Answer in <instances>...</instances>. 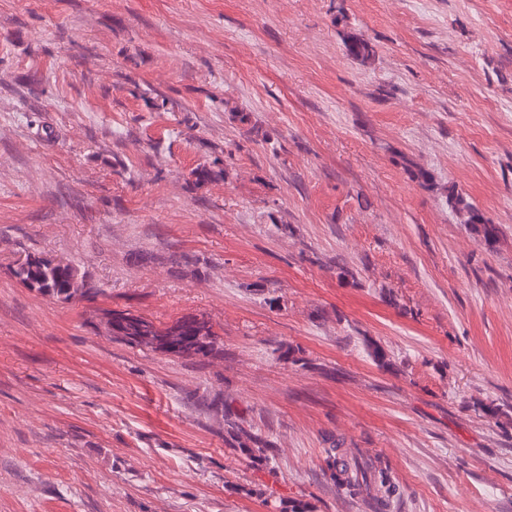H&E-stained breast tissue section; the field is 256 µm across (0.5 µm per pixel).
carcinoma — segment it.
Wrapping results in <instances>:
<instances>
[{"label": "carcinoma", "instance_id": "obj_1", "mask_svg": "<svg viewBox=\"0 0 512 512\" xmlns=\"http://www.w3.org/2000/svg\"><path fill=\"white\" fill-rule=\"evenodd\" d=\"M348 56L365 61L375 55V47L366 39H353L346 44ZM456 210L465 224H481L485 235H492L494 228L484 224V217L463 199H455ZM13 277L26 288L59 302H71L93 293V287L86 276L69 264L43 256L29 255L12 271ZM184 348L180 356H206L215 350L218 335L209 330L204 335L187 333L182 336ZM224 420L234 431L235 447L254 457V448L266 445L258 435L244 427L246 415L237 410L232 402L224 401ZM327 469L330 479L351 498L367 502L371 512H388L397 494V485L381 462L373 461L370 466H360L357 457L344 452L341 443L331 441L327 449Z\"/></svg>", "mask_w": 512, "mask_h": 512}]
</instances>
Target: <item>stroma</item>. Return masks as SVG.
Returning <instances> with one entry per match:
<instances>
[{"label": "stroma", "mask_w": 512, "mask_h": 512, "mask_svg": "<svg viewBox=\"0 0 512 512\" xmlns=\"http://www.w3.org/2000/svg\"><path fill=\"white\" fill-rule=\"evenodd\" d=\"M334 438L389 512H512V0H0V512H369ZM12 275L26 288L59 302H71L95 293V288L75 266L43 256H27L13 268ZM182 339L186 342L184 348L177 353L178 356H206L215 350L218 335L211 325L210 330L204 335L187 333ZM224 420L230 424L234 431V442L235 447L239 448L240 451L251 458H255V446L257 448L264 447L267 443L259 437L257 434L252 433L244 427L246 423V415L237 410L232 401L224 400ZM330 443L326 451L330 479L349 497L365 500L372 512H387L398 489L381 461L363 468L357 457L343 452L339 440Z\"/></svg>", "instance_id": "obj_1"}]
</instances>
